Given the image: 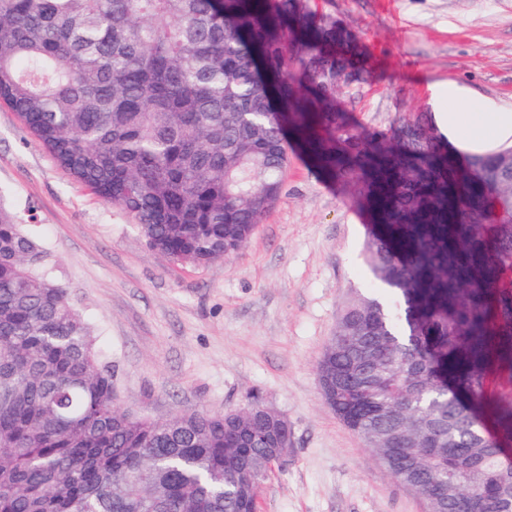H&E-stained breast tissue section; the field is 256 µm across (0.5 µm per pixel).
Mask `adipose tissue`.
I'll use <instances>...</instances> for the list:
<instances>
[{"mask_svg":"<svg viewBox=\"0 0 512 512\" xmlns=\"http://www.w3.org/2000/svg\"><path fill=\"white\" fill-rule=\"evenodd\" d=\"M430 90L436 106L434 118L450 153L473 157L512 150V110L491 102L477 103L468 89L454 83H436Z\"/></svg>","mask_w":512,"mask_h":512,"instance_id":"ef3b65f1","label":"adipose tissue"}]
</instances>
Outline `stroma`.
<instances>
[{"instance_id": "1", "label": "stroma", "mask_w": 512, "mask_h": 512, "mask_svg": "<svg viewBox=\"0 0 512 512\" xmlns=\"http://www.w3.org/2000/svg\"><path fill=\"white\" fill-rule=\"evenodd\" d=\"M347 28L372 73L342 89L352 123L386 130L431 112L454 81L512 109V0H307ZM47 254L112 370L121 408L156 420L245 406L288 421L293 448L258 512H426L325 404L317 363L353 296L367 293L370 226L351 189L290 154L281 194L233 256L178 264L132 218L75 180L0 104V210Z\"/></svg>"}]
</instances>
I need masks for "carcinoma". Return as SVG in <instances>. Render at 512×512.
Wrapping results in <instances>:
<instances>
[{
	"label": "carcinoma",
	"mask_w": 512,
	"mask_h": 512,
	"mask_svg": "<svg viewBox=\"0 0 512 512\" xmlns=\"http://www.w3.org/2000/svg\"><path fill=\"white\" fill-rule=\"evenodd\" d=\"M365 52L304 0H0V102L185 264L239 251L295 148L358 188L375 288L342 309L322 398L433 512H512V155L460 162L431 118L354 128ZM0 212V512H248L278 463L263 404L155 421ZM256 473L243 485L242 459ZM460 494L448 496V483Z\"/></svg>",
	"instance_id": "cac0c4a2"
}]
</instances>
